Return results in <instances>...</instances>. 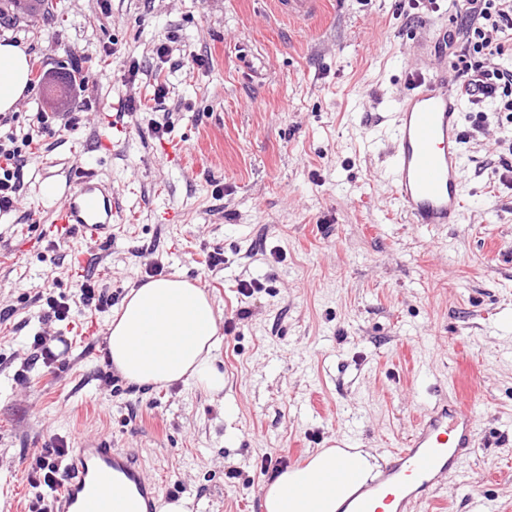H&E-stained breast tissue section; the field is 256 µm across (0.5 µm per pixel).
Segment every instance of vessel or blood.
<instances>
[{"instance_id": "obj_1", "label": "vessel or blood", "mask_w": 512, "mask_h": 512, "mask_svg": "<svg viewBox=\"0 0 512 512\" xmlns=\"http://www.w3.org/2000/svg\"><path fill=\"white\" fill-rule=\"evenodd\" d=\"M324 0H272L275 13L302 24L316 18ZM462 103L444 74H412L411 88L398 102L390 130V182L394 198L411 224H461L465 169ZM122 210L112 184L91 169L70 174L65 200L51 219L61 238L84 243L111 239ZM474 420L448 393L420 417L393 461L373 484L360 486L349 512H417L429 501L439 478L459 472L475 436ZM64 489L51 512H153L157 486L134 459L110 439L83 440L65 466Z\"/></svg>"}]
</instances>
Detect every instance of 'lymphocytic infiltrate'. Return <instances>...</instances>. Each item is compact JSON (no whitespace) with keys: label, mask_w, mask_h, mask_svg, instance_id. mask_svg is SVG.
<instances>
[{"label":"lymphocytic infiltrate","mask_w":512,"mask_h":512,"mask_svg":"<svg viewBox=\"0 0 512 512\" xmlns=\"http://www.w3.org/2000/svg\"><path fill=\"white\" fill-rule=\"evenodd\" d=\"M453 7V25L438 49L448 56L454 86L469 105H489L494 111L512 115V43L503 38L506 30H512V0H453ZM48 120V113L38 112L30 131L0 134L1 216L16 208L22 190L20 173ZM78 304L102 312L111 307L112 297L86 281L78 302L47 298L39 320L44 324L67 321ZM67 453V446L62 444L42 450L37 473L31 478L40 489L31 512H49L61 477L58 461Z\"/></svg>","instance_id":"lymphocytic-infiltrate-1"}]
</instances>
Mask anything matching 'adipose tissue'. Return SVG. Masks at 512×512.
<instances>
[{
    "instance_id": "adipose-tissue-1",
    "label": "adipose tissue",
    "mask_w": 512,
    "mask_h": 512,
    "mask_svg": "<svg viewBox=\"0 0 512 512\" xmlns=\"http://www.w3.org/2000/svg\"><path fill=\"white\" fill-rule=\"evenodd\" d=\"M29 79L28 57L15 44L0 42V113L14 110ZM218 311L206 290L180 275L161 276L132 288L109 323L108 360L120 375L138 385L166 387L176 382L217 396L224 374L215 350ZM354 461L360 482L379 474L372 448H322L305 465L274 472L262 488L264 512H340L359 484L321 487L340 460Z\"/></svg>"
}]
</instances>
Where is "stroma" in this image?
Segmentation results:
<instances>
[{"label": "stroma", "instance_id": "obj_1", "mask_svg": "<svg viewBox=\"0 0 512 512\" xmlns=\"http://www.w3.org/2000/svg\"><path fill=\"white\" fill-rule=\"evenodd\" d=\"M438 5L326 0L301 27L268 0H65L53 16H0V41L35 70L12 126L28 129L39 110L71 121L42 134L16 211L0 217V309L12 310L0 320L6 512H29L41 449L99 435L135 457L161 500L180 483L192 512H262L279 466L337 438L388 465L452 384L476 444L462 474L441 481L437 512H512V173L499 164L512 124L463 109L465 223H408L388 180L383 135L398 98L411 74L448 67L434 54L451 25L448 0ZM169 36L163 63L154 48ZM76 67L87 91L50 106L47 86ZM174 141L183 155L166 154ZM76 167L111 180L123 210L82 266L71 262L78 237L43 222L63 202L43 196V181L65 186ZM216 250L224 262L208 267ZM173 274L204 287L232 324L221 395L105 385L111 310L54 324L67 350L35 361L47 296L73 297L88 277L118 307ZM243 280L258 281L252 297L239 294Z\"/></svg>", "mask_w": 512, "mask_h": 512}]
</instances>
